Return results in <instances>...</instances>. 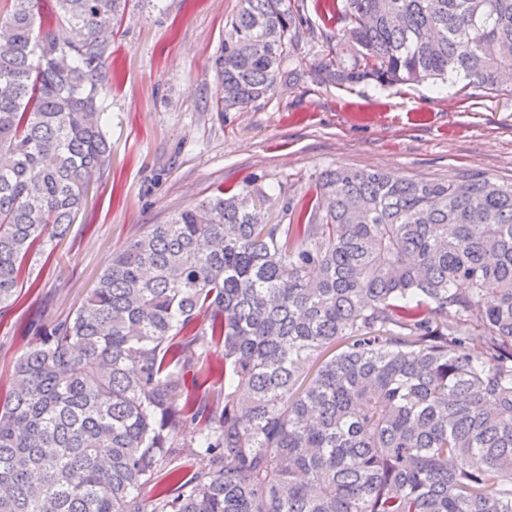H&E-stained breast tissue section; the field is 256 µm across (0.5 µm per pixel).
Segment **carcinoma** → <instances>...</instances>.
<instances>
[{
  "label": "carcinoma",
  "mask_w": 512,
  "mask_h": 512,
  "mask_svg": "<svg viewBox=\"0 0 512 512\" xmlns=\"http://www.w3.org/2000/svg\"><path fill=\"white\" fill-rule=\"evenodd\" d=\"M131 2L0 0V306L111 165L108 35ZM330 2L340 47L297 61L308 77L512 92V0ZM302 23L239 0L222 111L270 93ZM317 189L286 224L219 189L146 225L50 331L31 320L0 512H512V184L330 169ZM215 353L224 387L182 402Z\"/></svg>",
  "instance_id": "obj_1"
}]
</instances>
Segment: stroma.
Returning a JSON list of instances; mask_svg holds the SVG:
<instances>
[{"label": "stroma", "instance_id": "stroma-1", "mask_svg": "<svg viewBox=\"0 0 512 512\" xmlns=\"http://www.w3.org/2000/svg\"><path fill=\"white\" fill-rule=\"evenodd\" d=\"M238 0H160L131 7L112 40L106 132L109 172L63 240L48 239L25 275L34 288L0 309V395L31 345L32 316L45 327L75 311L111 258L145 225L162 224L220 187L256 182L277 222L287 204L311 205L321 172L383 170L443 181L461 173L512 182V93L457 81L350 87L280 81L243 110L219 111L215 59ZM297 55L326 49L342 23L323 0H302Z\"/></svg>", "mask_w": 512, "mask_h": 512}]
</instances>
